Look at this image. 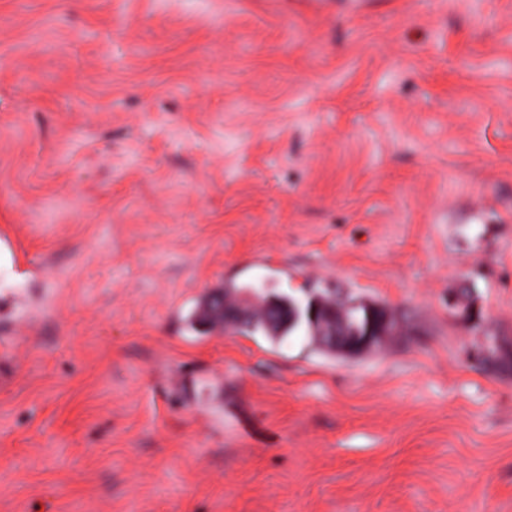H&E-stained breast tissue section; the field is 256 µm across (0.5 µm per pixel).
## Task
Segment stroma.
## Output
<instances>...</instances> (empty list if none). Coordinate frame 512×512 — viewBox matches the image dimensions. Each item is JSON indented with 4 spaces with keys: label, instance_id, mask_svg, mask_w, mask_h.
Masks as SVG:
<instances>
[{
    "label": "stroma",
    "instance_id": "1",
    "mask_svg": "<svg viewBox=\"0 0 512 512\" xmlns=\"http://www.w3.org/2000/svg\"><path fill=\"white\" fill-rule=\"evenodd\" d=\"M349 1L0 0V512H512V0ZM254 294L261 299L263 309L261 314L253 316L242 323L232 325L229 330L233 332L262 333L275 343H283L289 336H298L302 332L307 337V343L319 350H324L329 342L330 336L326 332L329 326V316L336 312V320L345 317L352 320L355 314L362 318L366 315V306L360 305L357 308L349 304L356 300L350 295H343L339 290L332 291L328 288L316 290L313 293L314 299L307 295L304 305H301L299 298L287 293L266 294L261 289H252ZM310 307L316 310V321L312 322L308 314ZM281 309L293 313V321L277 319L273 312ZM334 319V316H330ZM387 315L388 313L386 311L384 314H381V311L368 310L365 326L362 327L360 324L359 326H356L354 329L356 334L355 336L352 334L350 325L344 327L339 324L336 325L335 336L336 334L339 336H350V344L342 346L338 349L343 350L346 353V356L349 357L358 356L370 350L381 340H377L380 337L379 334L381 333V330L377 327L387 322Z\"/></svg>",
    "mask_w": 512,
    "mask_h": 512
}]
</instances>
